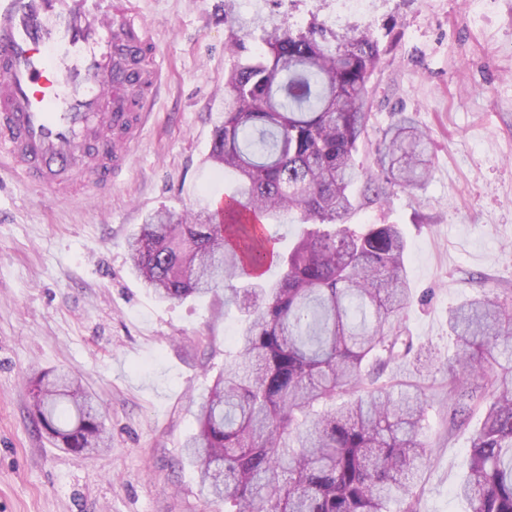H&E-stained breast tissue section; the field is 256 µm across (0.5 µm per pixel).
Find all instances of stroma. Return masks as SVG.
<instances>
[{"instance_id": "obj_1", "label": "stroma", "mask_w": 512, "mask_h": 512, "mask_svg": "<svg viewBox=\"0 0 512 512\" xmlns=\"http://www.w3.org/2000/svg\"><path fill=\"white\" fill-rule=\"evenodd\" d=\"M220 2L135 0L163 50L165 82L111 191L60 194L0 177V512H218L182 447L234 350L240 314L220 294L157 301L132 273L126 242L148 213L184 216L234 187L206 161L224 110ZM396 33L369 86L356 160L373 170L383 129L406 113L431 139L428 181L347 221L401 225L415 295L404 324L444 359L454 351L449 310L512 289V0H415ZM60 368L102 402L107 451L69 454L29 416L28 377ZM380 381L414 382L430 399L419 512H468L456 487L481 408L449 427L447 374L414 362Z\"/></svg>"}]
</instances>
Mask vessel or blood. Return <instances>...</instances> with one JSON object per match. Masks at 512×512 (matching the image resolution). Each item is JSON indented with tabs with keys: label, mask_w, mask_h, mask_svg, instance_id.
<instances>
[{
	"label": "vessel or blood",
	"mask_w": 512,
	"mask_h": 512,
	"mask_svg": "<svg viewBox=\"0 0 512 512\" xmlns=\"http://www.w3.org/2000/svg\"><path fill=\"white\" fill-rule=\"evenodd\" d=\"M160 57L130 0H0V171L111 190L163 84Z\"/></svg>",
	"instance_id": "vessel-or-blood-1"
}]
</instances>
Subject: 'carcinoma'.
<instances>
[{"mask_svg":"<svg viewBox=\"0 0 512 512\" xmlns=\"http://www.w3.org/2000/svg\"><path fill=\"white\" fill-rule=\"evenodd\" d=\"M224 2V120L212 165L238 176L236 202L203 199L191 220L146 216L128 242L131 265L161 301L224 292L246 324L237 354L198 405L184 445L200 490L224 512H418L413 486L428 460L419 439L426 394L375 385L414 351L407 242L397 224H347L354 187L382 201L420 187L428 136L403 113L360 170L369 84L391 51L371 25L313 14H240ZM297 216L288 252L275 226ZM280 267L269 284L264 274ZM448 412L486 407L456 495L470 512H512V294L466 299L448 314ZM30 415L62 448L110 447L101 404L71 373L27 381Z\"/></svg>","mask_w":512,"mask_h":512,"instance_id":"carcinoma-1","label":"carcinoma"}]
</instances>
